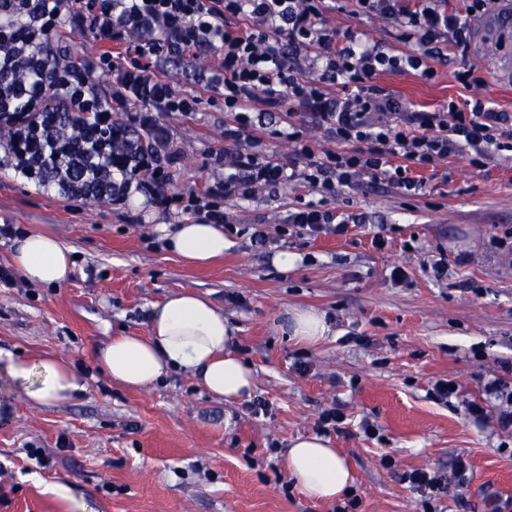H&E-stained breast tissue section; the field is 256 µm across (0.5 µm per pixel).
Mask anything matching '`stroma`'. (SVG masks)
Listing matches in <instances>:
<instances>
[{"label": "stroma", "mask_w": 512, "mask_h": 512, "mask_svg": "<svg viewBox=\"0 0 512 512\" xmlns=\"http://www.w3.org/2000/svg\"><path fill=\"white\" fill-rule=\"evenodd\" d=\"M327 20L337 32L363 30L406 48L390 21L338 11ZM488 35L476 18L468 48H444L435 79L394 73L380 84L410 110L477 96L512 113V89L486 66ZM465 67L481 85L455 80ZM160 73L200 98L197 111L154 115L175 154L174 204L141 209L67 197L0 171V225L54 233L76 256L64 284L32 285L16 274L0 283V352L57 355L82 384L71 398L38 406L0 367V512H67L71 500L90 512H333V504L290 488L285 465L290 441L315 434L330 408L346 416L328 439L354 471L357 512H423L402 474L447 471L459 456L471 464L469 482L435 501L436 512H489L491 499L512 501V431L494 421L479 428L464 415L465 402L484 398L487 379L512 362V247L497 243L512 230V165L479 169L448 157L423 170L425 192L414 198L367 184L326 204L367 215L343 236L309 238L283 224L289 208L313 197L299 184L225 201L223 258L191 265L167 250L161 229L188 218L179 197L223 181L215 156L224 150L227 116L199 70ZM259 224L270 238L264 249L251 239ZM378 232L389 240L382 250L371 243ZM283 251L300 255L297 268L277 266ZM435 263L447 276L433 277ZM395 266L404 267L405 283L390 281ZM470 281L479 292L467 289ZM179 291L223 308L234 350L255 375L250 398H214L183 374L134 390L99 370L97 351L110 337L149 335L152 305ZM297 305L326 312L335 336L314 346L282 336L281 315ZM301 363L307 372L298 371ZM439 379L454 381L457 396L432 397ZM257 400L266 411L252 412ZM364 419L378 426L380 440L363 436ZM32 448L48 466L29 457ZM385 455L392 467L382 466Z\"/></svg>", "instance_id": "stroma-1"}]
</instances>
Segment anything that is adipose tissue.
<instances>
[{"mask_svg":"<svg viewBox=\"0 0 512 512\" xmlns=\"http://www.w3.org/2000/svg\"><path fill=\"white\" fill-rule=\"evenodd\" d=\"M164 239L171 251L190 263L221 257L227 245L221 225L200 219L177 224ZM12 262L34 285L62 284L74 267L69 249L49 232L17 239ZM150 323V335H118L98 350V365L112 382L147 389L179 372L218 398L251 395L253 372L233 351L234 329L223 310L208 297L195 292L174 293L153 305ZM278 329L290 340L310 345L326 340L333 332L326 313L311 307L287 308ZM5 368L38 405L68 399L81 388L73 367L54 355L34 359L10 355ZM286 462L296 487L312 500L340 501L354 483L345 456L321 436L294 439Z\"/></svg>","mask_w":512,"mask_h":512,"instance_id":"1","label":"adipose tissue"}]
</instances>
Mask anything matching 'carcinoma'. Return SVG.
Masks as SVG:
<instances>
[{
  "label": "carcinoma",
  "instance_id": "1",
  "mask_svg": "<svg viewBox=\"0 0 512 512\" xmlns=\"http://www.w3.org/2000/svg\"><path fill=\"white\" fill-rule=\"evenodd\" d=\"M105 8L103 0H0V150L26 179L97 202L112 200L145 160L169 165L158 153L163 130L135 126L112 89V53L67 41L68 13L93 18Z\"/></svg>",
  "mask_w": 512,
  "mask_h": 512
}]
</instances>
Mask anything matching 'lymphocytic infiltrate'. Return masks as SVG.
<instances>
[{
    "instance_id": "f902f5d3",
    "label": "lymphocytic infiltrate",
    "mask_w": 512,
    "mask_h": 512,
    "mask_svg": "<svg viewBox=\"0 0 512 512\" xmlns=\"http://www.w3.org/2000/svg\"><path fill=\"white\" fill-rule=\"evenodd\" d=\"M487 0H469L464 12L448 11L442 0H112L97 27L112 43V86L146 111H196L197 96L159 77L154 66L176 56L192 59L206 45L222 55L208 87L220 90L229 117L224 125L223 198L249 200L263 189L299 183L322 200L357 190L364 180L403 196L422 195L421 169L460 154L484 167L512 153V113L496 111L476 97L466 107L448 103L430 112L403 109L379 85L390 72L413 71L434 79L442 45L467 48L472 20ZM380 17L402 27L416 51L394 52L365 32L336 33L326 23L331 8ZM309 115L325 126L337 148L316 156L299 130L287 132L289 162L261 151L255 117L264 112ZM321 200V202H322ZM321 202L289 209L286 225L298 235L347 234L363 216L337 213ZM484 402L466 410L475 424L496 414L501 429L512 428V381L497 377L484 386ZM469 462L456 458L451 472L415 469L404 476L411 487L435 500L451 486H466Z\"/></svg>"
}]
</instances>
